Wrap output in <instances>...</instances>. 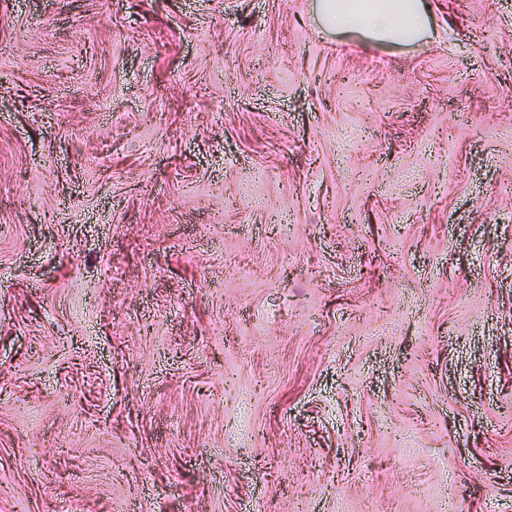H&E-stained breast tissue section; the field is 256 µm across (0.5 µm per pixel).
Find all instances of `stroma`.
<instances>
[{
	"label": "stroma",
	"instance_id": "stroma-1",
	"mask_svg": "<svg viewBox=\"0 0 512 512\" xmlns=\"http://www.w3.org/2000/svg\"><path fill=\"white\" fill-rule=\"evenodd\" d=\"M0 0V512H512V0ZM316 15L326 30L395 46L422 43L428 29L422 0H318Z\"/></svg>",
	"mask_w": 512,
	"mask_h": 512
}]
</instances>
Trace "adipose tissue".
Returning a JSON list of instances; mask_svg holds the SVG:
<instances>
[{
    "instance_id": "1",
    "label": "adipose tissue",
    "mask_w": 512,
    "mask_h": 512,
    "mask_svg": "<svg viewBox=\"0 0 512 512\" xmlns=\"http://www.w3.org/2000/svg\"><path fill=\"white\" fill-rule=\"evenodd\" d=\"M316 15L326 30L395 46L422 43L428 29L423 0H317Z\"/></svg>"
}]
</instances>
